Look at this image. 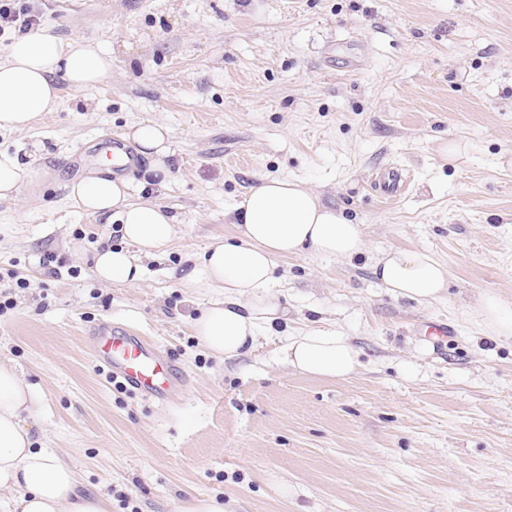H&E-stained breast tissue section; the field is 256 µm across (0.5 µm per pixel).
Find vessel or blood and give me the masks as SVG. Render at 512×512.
<instances>
[{
	"label": "vessel or blood",
	"instance_id": "obj_1",
	"mask_svg": "<svg viewBox=\"0 0 512 512\" xmlns=\"http://www.w3.org/2000/svg\"><path fill=\"white\" fill-rule=\"evenodd\" d=\"M109 158L126 170L136 163L130 149L117 138H110L102 145ZM404 182L399 169H385L377 179L376 190L385 198L394 197ZM86 341L93 350L100 366L107 369L112 378L143 397L164 401L180 381L178 369L144 340L125 331L113 329L103 321L88 331Z\"/></svg>",
	"mask_w": 512,
	"mask_h": 512
}]
</instances>
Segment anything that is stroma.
<instances>
[{"instance_id": "stroma-1", "label": "stroma", "mask_w": 512, "mask_h": 512, "mask_svg": "<svg viewBox=\"0 0 512 512\" xmlns=\"http://www.w3.org/2000/svg\"><path fill=\"white\" fill-rule=\"evenodd\" d=\"M62 38L112 48L102 84L0 147L47 174L0 200V361L38 398L29 425L112 512H512V341L474 309L512 303V0H28ZM154 122L171 131L163 201L181 222L135 284L100 283L116 224L68 198L86 143ZM456 146L445 154V146ZM398 168L404 190L372 188ZM262 177L303 182L364 227L346 259H279L287 325L218 360L190 324L186 259L241 233L229 215ZM430 250L450 273L428 304L373 273L390 249ZM53 254L55 266L43 265ZM123 325L174 359L158 402L110 382L86 331ZM448 324L449 342L427 329ZM336 328L356 372L325 379L279 359L287 333Z\"/></svg>"}]
</instances>
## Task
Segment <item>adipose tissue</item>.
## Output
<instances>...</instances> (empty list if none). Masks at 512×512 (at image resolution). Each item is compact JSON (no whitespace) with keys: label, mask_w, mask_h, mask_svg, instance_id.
I'll return each mask as SVG.
<instances>
[{"label":"adipose tissue","mask_w":512,"mask_h":512,"mask_svg":"<svg viewBox=\"0 0 512 512\" xmlns=\"http://www.w3.org/2000/svg\"><path fill=\"white\" fill-rule=\"evenodd\" d=\"M111 72L109 47L65 40L46 28L20 36L0 60V132L24 129L54 111L60 83L85 88ZM127 137L150 161L141 183L147 197L133 198L129 181L112 175L105 156L68 186L79 210L120 226L123 246L107 245L95 254L94 273L105 284L138 280L143 259L166 251L179 233L177 216L160 201L170 177L168 128L137 124ZM39 180L32 162L0 150V199L38 186ZM232 220L240 226L239 240L216 241L180 276L183 288L203 299L193 334L220 359L251 352L283 317L271 296L277 258L303 253L351 258L363 240L361 225L323 204L302 183L283 178L260 179L236 204ZM374 273L390 293L418 303L440 298L448 287L446 266L425 249L385 253ZM476 311L493 336L512 339V304L486 293ZM280 358L299 373L328 379L349 376L358 363L348 336L334 329L287 336ZM34 407L32 387L18 366L0 362V512H110L107 496L83 492L78 472L63 456L37 446L25 422Z\"/></svg>","instance_id":"adipose-tissue-1"}]
</instances>
